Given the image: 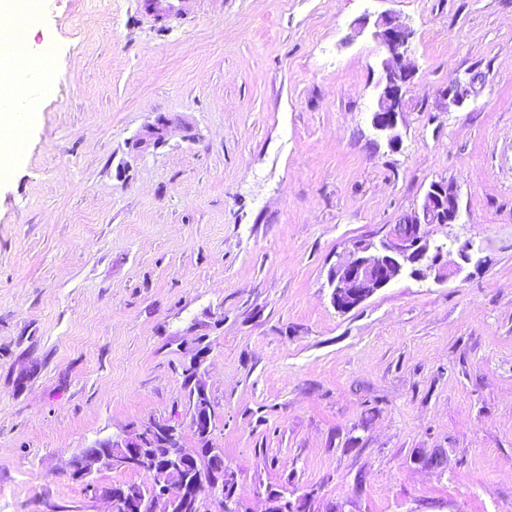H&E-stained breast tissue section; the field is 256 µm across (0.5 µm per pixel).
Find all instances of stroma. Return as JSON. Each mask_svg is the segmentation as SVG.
<instances>
[{
    "mask_svg": "<svg viewBox=\"0 0 512 512\" xmlns=\"http://www.w3.org/2000/svg\"><path fill=\"white\" fill-rule=\"evenodd\" d=\"M384 15L414 32L395 148ZM22 24L55 54L0 180V512H106L69 461L153 420L196 447L201 342L248 512H512V0H42ZM440 179L461 219L424 231L471 263L337 311V255ZM143 13L155 20L182 18L186 14L187 0H141Z\"/></svg>",
    "mask_w": 512,
    "mask_h": 512,
    "instance_id": "1",
    "label": "stroma"
}]
</instances>
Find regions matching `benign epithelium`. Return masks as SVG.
<instances>
[{"label": "benign epithelium", "mask_w": 512, "mask_h": 512, "mask_svg": "<svg viewBox=\"0 0 512 512\" xmlns=\"http://www.w3.org/2000/svg\"><path fill=\"white\" fill-rule=\"evenodd\" d=\"M413 32L404 24H395L382 16L375 24L373 38L387 52L381 62L377 80V100L371 112L374 129L385 134L392 146L399 144L395 133L398 113L402 111V87L411 79L412 70L404 63L410 48ZM460 219L457 187L451 181L432 182L425 192L421 210L406 215L390 230L388 237L376 244L372 241L357 242L348 254L338 257L329 275L334 307L346 313L377 291L388 287L404 275L425 279L435 275L440 281L448 276V249L435 244L422 231L424 224H455ZM206 349H200L190 363L191 383L194 384V413L191 429L198 442L209 441L212 434V406L207 396L200 367ZM177 427L167 422H149L140 429L101 440L109 452L93 458L75 455L70 461L71 475L82 480L106 465L115 468L135 465H154L146 449L167 446L174 439ZM201 449H189L183 443L174 446L168 455L160 478L151 491V512H182L189 503L196 505V512H211L218 501L203 497V488L235 485V473L221 467L209 474L200 467ZM110 505L109 512H137V495L127 487H120L100 495Z\"/></svg>", "instance_id": "obj_1"}]
</instances>
